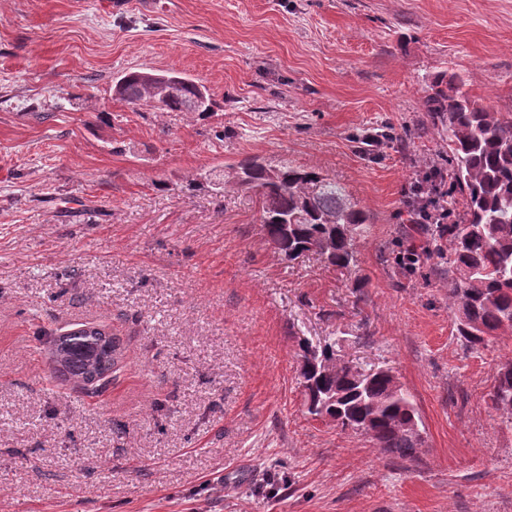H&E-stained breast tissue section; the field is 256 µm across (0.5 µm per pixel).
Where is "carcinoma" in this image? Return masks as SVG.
<instances>
[{"instance_id": "cac0c4a2", "label": "carcinoma", "mask_w": 512, "mask_h": 512, "mask_svg": "<svg viewBox=\"0 0 512 512\" xmlns=\"http://www.w3.org/2000/svg\"><path fill=\"white\" fill-rule=\"evenodd\" d=\"M145 69L126 72L113 86L116 98L150 105L143 80ZM181 95L156 108L186 111L185 102L204 86L186 74ZM469 79L439 75L429 86L422 111L434 128L448 133L447 195L427 198L414 220L446 204L462 205L455 224L428 225L431 249L419 252L420 269L432 257L448 255V305L467 347H485L512 330V109L484 106L468 92ZM259 196L263 230L274 249L288 261L313 253L328 267L354 277L357 288L369 282L361 273L356 243L369 233V214L347 188L316 168L284 160L275 166L247 156L229 170L206 180L212 191L224 183ZM299 385L307 413L336 417L344 430L368 435L383 451L404 460L416 458L421 435L413 430L420 417L409 393L391 369L378 365L360 369L336 358V341L300 344ZM120 340L102 327L72 330L53 338L55 373L70 379L94 375L102 385L118 371ZM494 408L512 423V360L498 364L490 392Z\"/></svg>"}]
</instances>
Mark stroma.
Masks as SVG:
<instances>
[{"instance_id": "35a3bbf8", "label": "stroma", "mask_w": 512, "mask_h": 512, "mask_svg": "<svg viewBox=\"0 0 512 512\" xmlns=\"http://www.w3.org/2000/svg\"><path fill=\"white\" fill-rule=\"evenodd\" d=\"M176 68L214 112L115 99ZM440 72L512 106V0H0V512H512V424L488 397L512 333L466 349L448 274L398 268ZM391 131L361 154L351 135ZM314 167L370 215L366 288L283 259L247 190H188L243 156ZM117 333L100 393L54 378L49 341ZM387 364L415 460L312 419L300 342Z\"/></svg>"}]
</instances>
